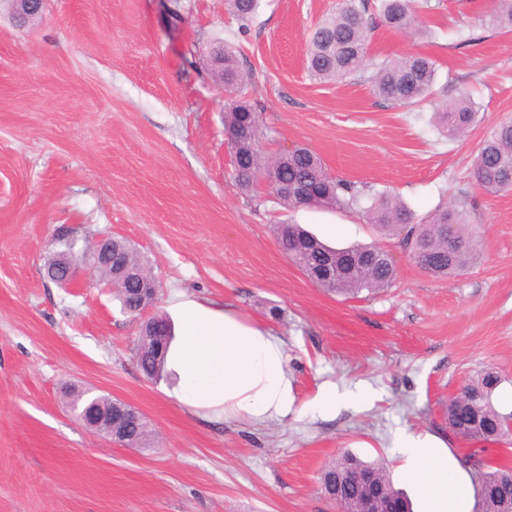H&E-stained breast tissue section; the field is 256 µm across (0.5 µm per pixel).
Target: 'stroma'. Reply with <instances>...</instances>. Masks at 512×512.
I'll return each mask as SVG.
<instances>
[{
	"label": "stroma",
	"mask_w": 512,
	"mask_h": 512,
	"mask_svg": "<svg viewBox=\"0 0 512 512\" xmlns=\"http://www.w3.org/2000/svg\"><path fill=\"white\" fill-rule=\"evenodd\" d=\"M338 2L260 0L242 22L224 0H48L18 27L0 0V512H336L319 476L347 452L384 463L415 495L395 453L404 433L438 438L470 481L448 396L490 368L496 407L512 411V192L485 195L472 177L478 144L512 121V32L486 27L495 0H429L427 37L378 31L372 63L409 52L437 63L434 98L409 110L364 74L309 77L310 36ZM221 40L250 78L265 152L308 147L334 176L368 195L392 190L420 218L466 198L480 258L437 279L360 210H287L267 187L239 192L224 129L237 93L205 56ZM462 94L481 121L448 143L427 120ZM283 220L335 247L381 240L395 282L325 292L280 250ZM64 225L79 242L109 234L144 255L157 313L181 292L277 332L302 413L265 426L204 420L166 380L146 379L138 323L111 291L85 275L69 288L45 277ZM327 383L369 399L307 411ZM73 388L133 405L154 436L127 448L90 433L66 405Z\"/></svg>",
	"instance_id": "35a3bbf8"
}]
</instances>
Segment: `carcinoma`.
<instances>
[{
  "label": "carcinoma",
  "instance_id": "cac0c4a2",
  "mask_svg": "<svg viewBox=\"0 0 512 512\" xmlns=\"http://www.w3.org/2000/svg\"><path fill=\"white\" fill-rule=\"evenodd\" d=\"M228 9L246 20L254 15L259 0H225ZM428 0H342L322 19L310 39L308 69L320 81L342 79L368 66L367 49L376 32L382 28L396 31H420L421 13ZM494 30L512 32V0H496V6L485 16ZM208 55L224 59V75L218 79L232 88H243L247 77L238 67L232 47L222 41L210 44ZM436 78L435 63L428 57L403 54L376 65L371 75L373 92L395 106H412L432 93ZM432 122L441 137L454 142L479 122V112L472 100L461 96L433 113ZM224 129L236 137L235 156L238 172L233 176L238 189L251 192L260 183L269 187L280 183L296 184L300 193L280 196L285 206H317L332 209L361 208L369 223L384 236L400 235L410 258L425 272L446 277L465 270L479 255V240L469 228L464 204L446 206L420 220L416 219L400 198L389 191L370 198L362 207L363 190L333 176L313 151L297 146L287 152L269 154L262 151L264 137L262 119L243 98L224 110ZM473 175L480 190L489 196L512 191V122L500 124L477 148ZM276 240L304 275L328 292L357 295L364 291L379 292L391 287L396 265L381 246L356 244L333 248L297 224H276ZM113 247L124 252L130 269L142 270L148 262L126 241L116 239ZM140 282L134 277L121 279L112 290L121 309L129 314L136 302L134 289ZM151 321L167 329V338L155 340L154 331L140 326L135 360L140 372L152 379L164 370L166 353L173 338L171 324L162 315ZM500 384L492 370H483L468 380L448 398L447 420L452 433L479 447L470 449V473L477 489L476 512H497L498 499L507 488L494 483L498 475H512V467L486 459L485 442L499 439L497 428H504L512 413L496 409L493 396ZM152 430L140 418L130 425L128 437L138 446L150 440ZM341 460L325 466L321 473L324 493L334 492Z\"/></svg>",
  "mask_w": 512,
  "mask_h": 512
}]
</instances>
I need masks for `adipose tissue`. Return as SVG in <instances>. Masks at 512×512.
Here are the masks:
<instances>
[{
  "mask_svg": "<svg viewBox=\"0 0 512 512\" xmlns=\"http://www.w3.org/2000/svg\"><path fill=\"white\" fill-rule=\"evenodd\" d=\"M177 324L165 369L171 395L205 419L241 418L257 425L299 413L285 341L236 311L177 296ZM402 474L416 483L420 512H458L465 497L460 475L429 434L405 437L398 448Z\"/></svg>",
  "mask_w": 512,
  "mask_h": 512,
  "instance_id": "ef3b65f1",
  "label": "adipose tissue"
}]
</instances>
